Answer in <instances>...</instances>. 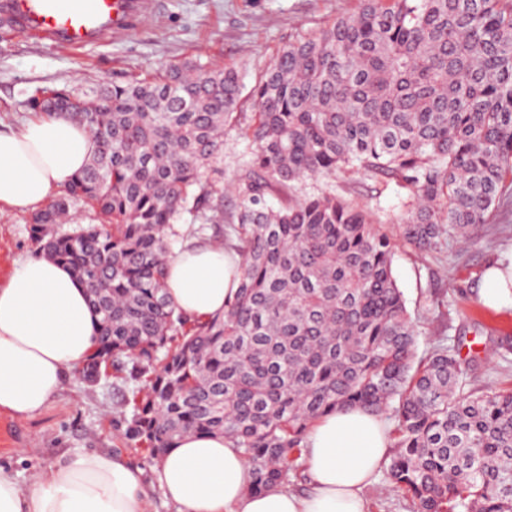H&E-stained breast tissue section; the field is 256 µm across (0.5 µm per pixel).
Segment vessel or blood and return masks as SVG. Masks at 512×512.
<instances>
[{"label": "vessel or blood", "instance_id": "obj_1", "mask_svg": "<svg viewBox=\"0 0 512 512\" xmlns=\"http://www.w3.org/2000/svg\"><path fill=\"white\" fill-rule=\"evenodd\" d=\"M156 0H0V15L23 36L72 48L124 35Z\"/></svg>", "mask_w": 512, "mask_h": 512}]
</instances>
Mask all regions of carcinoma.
I'll use <instances>...</instances> for the list:
<instances>
[{"label": "carcinoma", "mask_w": 512, "mask_h": 512, "mask_svg": "<svg viewBox=\"0 0 512 512\" xmlns=\"http://www.w3.org/2000/svg\"><path fill=\"white\" fill-rule=\"evenodd\" d=\"M253 97L227 217L214 175L235 69L184 58L31 98L97 144L29 225L98 315L84 379L130 366L139 388L116 427L154 464L189 432L222 433L253 468L251 492L287 486L312 423L358 406L388 421L384 482L413 512H512V389L472 388L455 347L419 356L388 234L332 185L298 196L308 179L393 181L401 236L421 252L484 223L512 191V0H357L284 47ZM274 192L288 203L269 206ZM78 203L98 223L65 228ZM184 211L202 223H177ZM190 238L241 257L222 317L191 318L166 293L165 255Z\"/></svg>", "instance_id": "carcinoma-1"}]
</instances>
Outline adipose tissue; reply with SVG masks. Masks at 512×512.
Masks as SVG:
<instances>
[{
  "label": "adipose tissue",
  "instance_id": "obj_1",
  "mask_svg": "<svg viewBox=\"0 0 512 512\" xmlns=\"http://www.w3.org/2000/svg\"><path fill=\"white\" fill-rule=\"evenodd\" d=\"M94 148L87 128L64 119L37 115L0 129V208L41 207ZM168 265V292L178 309L198 318L223 315L237 287L232 255L193 239L169 255ZM97 319L68 267L44 257L17 262L0 285V412L28 417L45 409L92 353ZM390 446L383 416L336 409L307 436L311 492L274 486L254 494L252 469L227 438L189 433L147 478L108 451L59 462L26 485L0 465V512H149L154 490L176 512H365L362 491Z\"/></svg>",
  "mask_w": 512,
  "mask_h": 512
}]
</instances>
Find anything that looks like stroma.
<instances>
[{
    "label": "stroma",
    "mask_w": 512,
    "mask_h": 512,
    "mask_svg": "<svg viewBox=\"0 0 512 512\" xmlns=\"http://www.w3.org/2000/svg\"><path fill=\"white\" fill-rule=\"evenodd\" d=\"M355 6L356 0H163L160 14L141 17L122 37L80 50L0 28V126L31 117L29 97L46 88L119 83L185 57L234 68L242 93L236 118L224 128L222 164L229 187L224 210L233 212L241 200L230 187L248 171L241 131L254 110L256 80L289 43L318 33ZM339 191L371 208L395 240L393 274L418 325L419 354L446 338L462 357H474L475 388H512V359L503 360L499 348L502 338L512 337V306L493 310L479 301L486 266L512 259V210H491L485 223L471 227L467 244L421 253L399 239L395 219L404 190L355 178L341 182ZM30 217L27 210L0 211V285L18 260L35 254ZM134 387L112 375L91 386L75 374L39 414L0 413V463L11 465L25 484L61 456L105 449L150 472L147 450L119 437L112 423L131 413Z\"/></svg>",
    "instance_id": "obj_1"
}]
</instances>
